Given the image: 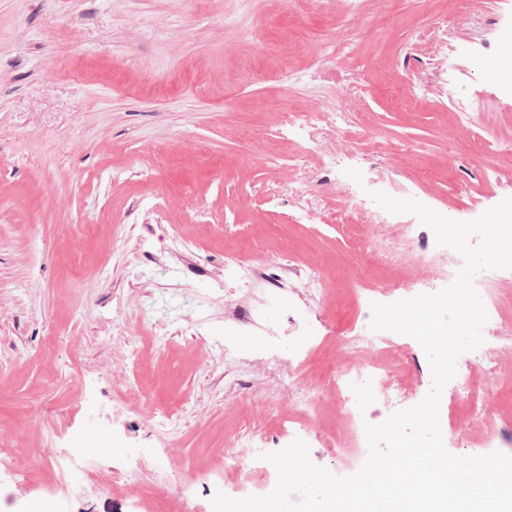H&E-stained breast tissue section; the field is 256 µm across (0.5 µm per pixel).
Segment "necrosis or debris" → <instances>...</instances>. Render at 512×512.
Here are the masks:
<instances>
[{
	"mask_svg": "<svg viewBox=\"0 0 512 512\" xmlns=\"http://www.w3.org/2000/svg\"><path fill=\"white\" fill-rule=\"evenodd\" d=\"M343 94L336 99L317 97L314 107L307 112L279 111L272 130H263L259 139H272L288 145L291 137H300L302 151L288 155L289 165L299 176L286 189L269 190L265 201L279 200L282 191L305 197L307 204L298 216L308 219V203L317 197L336 195L343 199L355 224L349 225L354 246L363 258L355 268V278H362L365 267L377 265L388 268L412 266H439L437 280L421 276L391 284H369L358 292L362 319L346 331L341 350L329 371L312 378L310 362L321 336L327 328L324 316L310 307L311 302H324L332 287L321 271L301 262L288 253H268L251 257L242 254L224 258V327L229 335L217 354L224 363L225 380L234 383L237 393L246 394L253 388L252 377L263 373L269 380L265 400L266 410L252 415L242 431L226 435L224 457L258 458L270 448L287 447L298 438L308 439L310 447L333 448L337 451L339 469L361 467L367 457L368 446L364 430L377 412L394 413L413 407L414 395L408 390L399 372L380 362L379 354H400V336L392 331H375L370 327L372 303H393L422 293H434L449 286L462 267V260L451 265H440L447 247L437 245L433 231L422 230L411 222L408 214H394L374 208L369 195L349 178L339 156L322 149L324 132H333L335 138L351 140V130L358 122L354 110L356 96L363 88L359 71H351ZM385 224L398 225L399 231L388 239H380L379 228ZM512 277V270H488L476 276L474 285L485 294L488 320L487 332L480 347L470 351L469 359L476 365L459 373L454 386L443 389L442 401L462 402L471 409L470 425L479 427L480 435L474 446L468 447L471 456L498 451L512 455V443L500 438L495 418L497 402L494 392L504 381H512V319L508 318L505 302L492 287ZM290 310L295 315L293 328H286L269 318L270 304ZM141 319H114L113 339L121 356L117 365L121 371L118 387L121 393L132 395L136 406L145 411L154 408L153 399L143 392L139 382L131 379L127 368L138 364L142 351L138 337ZM254 336V349L238 347V336ZM324 402L334 404L341 417L354 427L352 455H344L340 437L311 429L310 421L316 408ZM293 404L296 417L279 419L284 404ZM112 445L118 453L110 461H100L96 455L99 437L84 444L61 449L54 464L62 474L68 489L76 494L98 485L104 488L122 486L131 495H140L142 477L153 472L155 481L169 483L173 493L185 505L184 512H194L193 490L209 487L223 478L222 471L208 469L185 479L175 478L171 470L155 467L121 430L111 432Z\"/></svg>",
	"mask_w": 512,
	"mask_h": 512,
	"instance_id": "1",
	"label": "necrosis or debris"
}]
</instances>
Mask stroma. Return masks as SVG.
Returning a JSON list of instances; mask_svg holds the SVG:
<instances>
[{
    "label": "stroma",
    "mask_w": 512,
    "mask_h": 512,
    "mask_svg": "<svg viewBox=\"0 0 512 512\" xmlns=\"http://www.w3.org/2000/svg\"><path fill=\"white\" fill-rule=\"evenodd\" d=\"M441 46L419 40L439 17ZM282 42L255 54L244 31ZM512 0H366L361 17L331 0H0V448L10 449V512L54 503L58 449L123 427L149 456L164 440L183 473L222 465L228 389L224 365L205 361L187 325L224 343V298L195 291L175 228L196 242L211 281L224 278V245L249 232L258 248L288 245L320 266L339 294L327 309L343 332L355 321L354 260L339 230L291 221L298 201L266 207L263 187L289 177L264 149L243 145L282 104L306 109L341 69H321L317 47L360 66L355 104L366 135L387 141L366 161L379 191L434 201L471 221L512 197V88L487 80ZM292 73L291 86L276 75ZM485 104L472 115L470 102ZM460 143L494 140L471 162ZM129 315L164 326L139 337L149 364L139 382L155 408L192 405L163 438L120 401L112 378L115 298ZM67 512H141L122 491L71 494Z\"/></svg>",
    "instance_id": "1"
}]
</instances>
